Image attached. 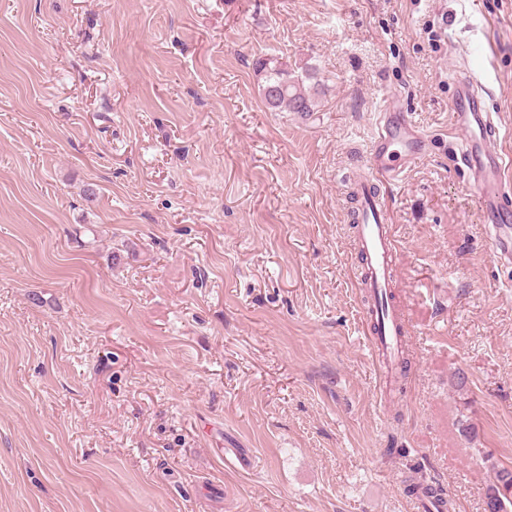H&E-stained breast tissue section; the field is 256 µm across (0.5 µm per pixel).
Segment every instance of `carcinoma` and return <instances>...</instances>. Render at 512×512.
Instances as JSON below:
<instances>
[{"instance_id":"obj_1","label":"carcinoma","mask_w":512,"mask_h":512,"mask_svg":"<svg viewBox=\"0 0 512 512\" xmlns=\"http://www.w3.org/2000/svg\"><path fill=\"white\" fill-rule=\"evenodd\" d=\"M257 71L262 79V96L268 109L308 115L313 111L314 101L307 94L305 82L312 78L307 69L290 71L276 58L257 62ZM489 462L492 473L485 492V512H512V469Z\"/></svg>"}]
</instances>
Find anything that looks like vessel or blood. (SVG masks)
I'll return each mask as SVG.
<instances>
[{
  "label": "vessel or blood",
  "mask_w": 512,
  "mask_h": 512,
  "mask_svg": "<svg viewBox=\"0 0 512 512\" xmlns=\"http://www.w3.org/2000/svg\"><path fill=\"white\" fill-rule=\"evenodd\" d=\"M455 86L452 127L464 135L457 158L476 191L492 255L498 264L511 266L512 210L504 201L512 197V161L496 146L500 127L493 113L484 108L483 95L471 74L457 75ZM431 145L430 137L417 129L408 113L392 105L379 113L368 173L352 181L346 191L349 221L357 226L359 283L367 293L384 294L395 288L398 277L393 226L376 187L401 180L408 168L427 157ZM366 322L375 329V355L393 354L405 333L401 309L386 306L384 312L367 314Z\"/></svg>",
  "instance_id": "1"
}]
</instances>
